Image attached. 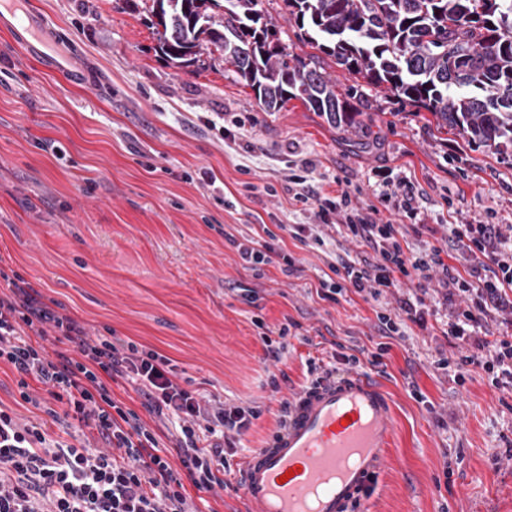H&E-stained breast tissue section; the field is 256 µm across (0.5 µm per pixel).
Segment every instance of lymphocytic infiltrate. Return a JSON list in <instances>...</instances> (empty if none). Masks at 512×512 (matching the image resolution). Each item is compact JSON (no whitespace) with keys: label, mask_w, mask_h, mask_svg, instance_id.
I'll return each instance as SVG.
<instances>
[{"label":"lymphocytic infiltrate","mask_w":512,"mask_h":512,"mask_svg":"<svg viewBox=\"0 0 512 512\" xmlns=\"http://www.w3.org/2000/svg\"><path fill=\"white\" fill-rule=\"evenodd\" d=\"M315 201V224L294 225L293 238L303 242L315 238L316 226H339L374 252L334 267L333 277L320 283L321 299L333 302L350 291L376 299L404 279L421 290L438 280L450 305L445 336L472 347L457 368L481 370L498 388L512 386V338L494 334L489 324L496 314H512V252L501 249V225H449V240L465 243L472 258L462 273L444 263L438 248L411 250L394 225L379 223L376 208L354 203L349 191ZM8 286L9 294L0 295V362L19 374L22 399L38 408L63 404L65 417L96 431L103 445L79 448L52 439L43 425L0 410V512H197L185 482L204 490L222 485L214 467L224 455L218 434L247 429L258 410L228 409L182 387L169 359L155 350L112 335L89 338L82 323L50 307L20 275ZM51 331L72 352L49 353L44 341ZM108 377L137 382L149 413L181 419L179 467L162 455L155 431L113 399ZM33 379L46 386L47 398L31 392Z\"/></svg>","instance_id":"obj_1"}]
</instances>
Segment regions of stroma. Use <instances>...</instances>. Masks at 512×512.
<instances>
[{"label": "stroma", "instance_id": "35a3bbf8", "mask_svg": "<svg viewBox=\"0 0 512 512\" xmlns=\"http://www.w3.org/2000/svg\"><path fill=\"white\" fill-rule=\"evenodd\" d=\"M25 2L27 12L0 19V268L90 334L109 331L169 358L187 388L259 410L247 430L224 436L223 487L186 484L199 512H248L243 460L280 430L282 401L343 368L346 355L386 391L398 429L375 492L352 512H512V388L492 386L478 369L457 380L468 346L442 334L441 287L430 283L424 295L427 329L405 321L385 337L377 313L395 312L413 284L376 300L319 299L332 266L364 248L332 226L321 229L323 245L293 239L290 226L313 223L315 206L286 191L290 165L309 161L316 190L332 195L348 181L353 201L375 206L411 247L440 248L462 269L470 258L449 245L448 227L512 224V166L456 134L435 138L429 113L368 86L352 128L296 99L266 111L220 55L177 69L156 53L148 0L135 12L125 0ZM32 15L45 25L47 54L69 55L80 81L26 55L20 34ZM206 170L215 185L202 181ZM388 182L412 186L416 218L381 200ZM246 240L291 254L298 272L246 269L236 248ZM245 288L254 300L242 298ZM270 343L281 362L267 357ZM108 387L177 462L174 419L143 409L131 381ZM0 409L70 439L69 427L21 400L5 362Z\"/></svg>", "mask_w": 512, "mask_h": 512}]
</instances>
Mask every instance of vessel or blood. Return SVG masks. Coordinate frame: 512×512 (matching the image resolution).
<instances>
[{
    "mask_svg": "<svg viewBox=\"0 0 512 512\" xmlns=\"http://www.w3.org/2000/svg\"><path fill=\"white\" fill-rule=\"evenodd\" d=\"M392 407L366 374L339 373L295 397L288 421L241 471L252 512H350L385 466Z\"/></svg>",
    "mask_w": 512,
    "mask_h": 512,
    "instance_id": "b4317fda",
    "label": "vessel or blood"
}]
</instances>
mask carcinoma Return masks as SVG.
I'll return each mask as SVG.
<instances>
[{"mask_svg":"<svg viewBox=\"0 0 512 512\" xmlns=\"http://www.w3.org/2000/svg\"><path fill=\"white\" fill-rule=\"evenodd\" d=\"M159 50L177 68L216 50L265 109L298 99L340 127L361 112L325 68L288 52L258 0H152ZM288 23L344 73L432 115L439 133L512 150V0H284Z\"/></svg>","mask_w":512,"mask_h":512,"instance_id":"obj_1","label":"carcinoma"}]
</instances>
